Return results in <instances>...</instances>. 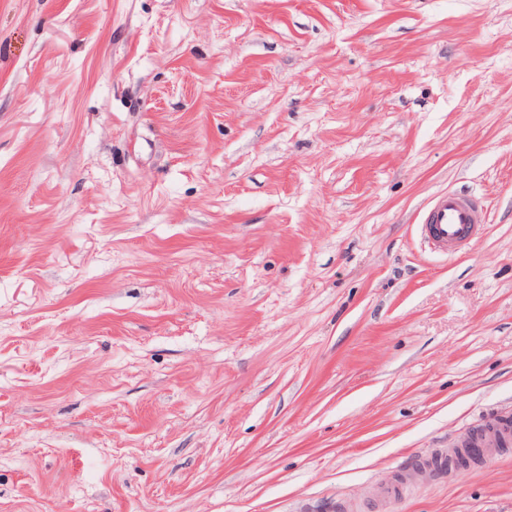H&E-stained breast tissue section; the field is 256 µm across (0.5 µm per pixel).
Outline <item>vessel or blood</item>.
I'll return each instance as SVG.
<instances>
[{
  "instance_id": "vessel-or-blood-1",
  "label": "vessel or blood",
  "mask_w": 512,
  "mask_h": 512,
  "mask_svg": "<svg viewBox=\"0 0 512 512\" xmlns=\"http://www.w3.org/2000/svg\"><path fill=\"white\" fill-rule=\"evenodd\" d=\"M486 221L482 209L463 194L441 193L433 197L420 216L421 234L429 248L448 255L467 247ZM512 447V412L501 411L464 437L459 455L485 461ZM418 477L417 471L401 474L399 480L376 483L374 494L384 501L397 496Z\"/></svg>"
}]
</instances>
